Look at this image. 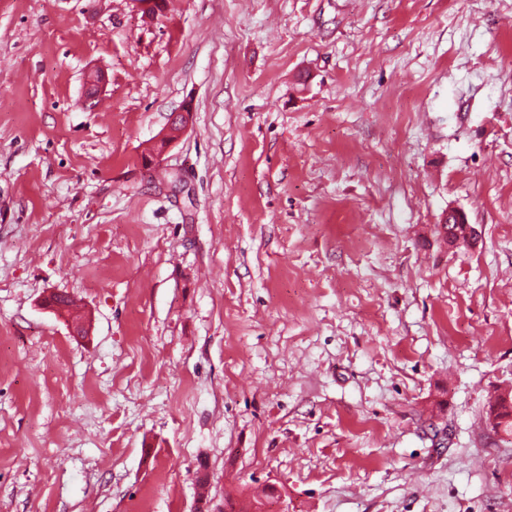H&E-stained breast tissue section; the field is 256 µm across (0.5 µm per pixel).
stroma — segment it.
Here are the masks:
<instances>
[{"mask_svg":"<svg viewBox=\"0 0 512 512\" xmlns=\"http://www.w3.org/2000/svg\"><path fill=\"white\" fill-rule=\"evenodd\" d=\"M505 390L512 0H0V512H512ZM508 397H510V405L508 404ZM489 419L494 416L497 422H493L495 430H502L506 434L512 435V393L509 395H501L496 400V403L489 407Z\"/></svg>","mask_w":512,"mask_h":512,"instance_id":"obj_1","label":"stroma"}]
</instances>
